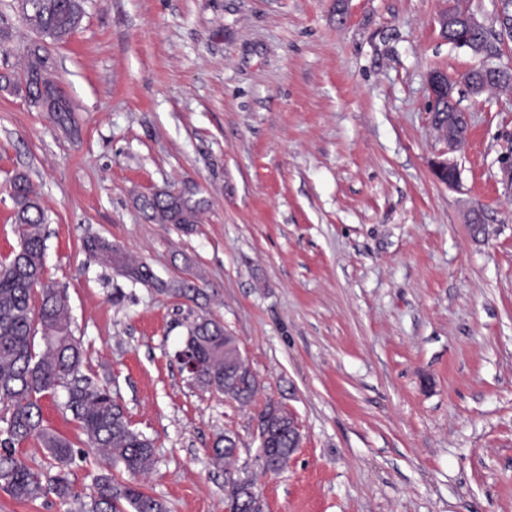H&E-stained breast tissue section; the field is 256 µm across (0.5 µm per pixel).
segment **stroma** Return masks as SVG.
Here are the masks:
<instances>
[{
  "instance_id": "obj_1",
  "label": "stroma",
  "mask_w": 512,
  "mask_h": 512,
  "mask_svg": "<svg viewBox=\"0 0 512 512\" xmlns=\"http://www.w3.org/2000/svg\"><path fill=\"white\" fill-rule=\"evenodd\" d=\"M448 0H85L51 46L74 123L0 91V259L19 239L10 180L29 176L47 215L45 277L67 297L82 371L151 438L144 492L170 512H225L227 477L251 478L265 512H512V90L455 96L470 114L447 152L427 78L477 58L448 44ZM0 69L34 34L0 0ZM459 172L448 187L432 163ZM194 191L191 230L137 200ZM481 213L485 233L472 238ZM108 238L188 299L132 283L85 251ZM234 336L258 381L242 406L198 385L174 353L194 318ZM61 401L89 494L123 468L84 444ZM288 409L302 442L264 472L257 423ZM236 439L233 474L214 464Z\"/></svg>"
}]
</instances>
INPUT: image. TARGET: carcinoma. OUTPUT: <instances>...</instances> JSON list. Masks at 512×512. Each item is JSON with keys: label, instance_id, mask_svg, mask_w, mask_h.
<instances>
[{"label": "carcinoma", "instance_id": "1", "mask_svg": "<svg viewBox=\"0 0 512 512\" xmlns=\"http://www.w3.org/2000/svg\"><path fill=\"white\" fill-rule=\"evenodd\" d=\"M14 8L37 39L26 47L21 73L0 83V90H23L29 104L53 114L66 127L72 123V108L60 85L52 78L53 60L47 42L63 43L81 26L84 0H13ZM450 43L473 40L476 35L459 26L441 31ZM487 87H511L507 71L484 74ZM14 224L19 249L0 261V488L19 501H35L50 493L62 502L72 496L65 468L73 461V445L63 435L43 424L41 400L62 392L63 410L78 423L89 447L131 476L147 474L154 463L153 441L135 430L112 391L81 372L83 351L71 330L69 304L59 289L40 283L44 272L43 224L47 218L40 195L29 177L18 172L11 181ZM203 201L195 192L169 191L142 196L139 208L160 224L185 228L197 223ZM85 248L101 263L114 267L133 282L150 284L154 275L143 264L129 263L105 237L88 239ZM224 324L208 316L195 318L188 326L182 350L196 363L194 380L240 404L250 402L258 391L254 375L224 370ZM42 348L36 349L35 338ZM282 434L269 454V464L284 468L293 454L288 418L275 416ZM37 439L59 468L42 476L17 456V447ZM236 443L225 437L212 448L215 464L228 470L234 465ZM231 512H264V504L246 488L232 484L226 493ZM80 512H168L159 498L140 490L133 482H120L112 472L95 478L88 501Z\"/></svg>", "mask_w": 512, "mask_h": 512}]
</instances>
